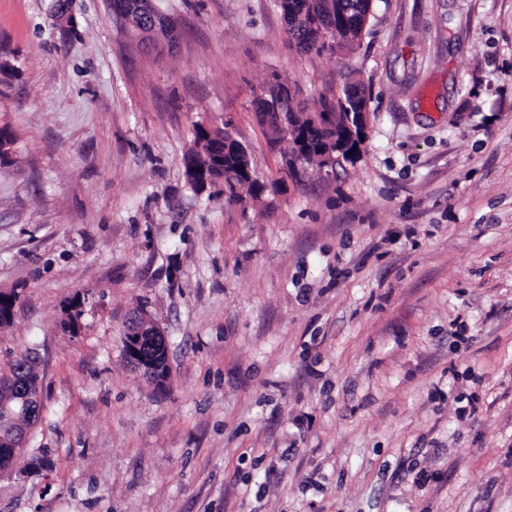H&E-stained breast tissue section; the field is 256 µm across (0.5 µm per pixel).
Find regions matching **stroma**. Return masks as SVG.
Masks as SVG:
<instances>
[{
    "label": "stroma",
    "instance_id": "1",
    "mask_svg": "<svg viewBox=\"0 0 512 512\" xmlns=\"http://www.w3.org/2000/svg\"><path fill=\"white\" fill-rule=\"evenodd\" d=\"M55 4L0 0V372L34 358L51 462L0 472V512H512V0H373L318 55L274 0H161L160 54ZM279 78L364 83L355 163L286 170L254 114ZM199 125L260 200L187 183ZM137 313L165 383L125 357Z\"/></svg>",
    "mask_w": 512,
    "mask_h": 512
}]
</instances>
